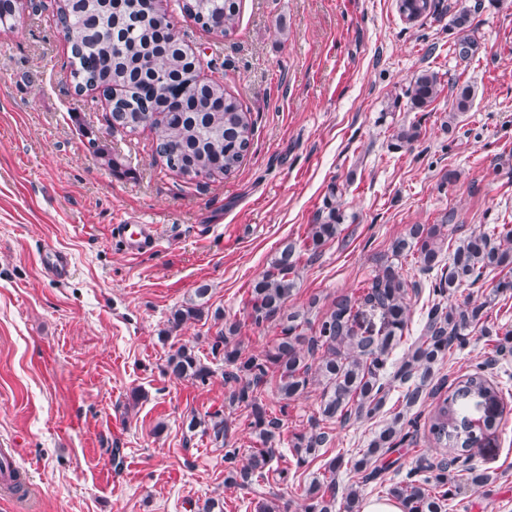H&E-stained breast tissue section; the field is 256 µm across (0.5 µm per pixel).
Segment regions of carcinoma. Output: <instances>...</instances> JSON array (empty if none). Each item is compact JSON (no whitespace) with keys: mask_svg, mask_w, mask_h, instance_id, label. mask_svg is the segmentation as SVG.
Masks as SVG:
<instances>
[{"mask_svg":"<svg viewBox=\"0 0 512 512\" xmlns=\"http://www.w3.org/2000/svg\"><path fill=\"white\" fill-rule=\"evenodd\" d=\"M400 17L425 19L435 14L437 0H397ZM56 10L67 18L64 29L76 36L71 45L74 91L105 88L112 97L109 129L134 134L150 127L160 132L155 152L166 167L193 180H214L235 172L253 140L254 126L241 101L219 80L200 79V62L189 53L173 15L163 5L147 14L134 0H56ZM180 11L205 29L219 28L224 36L235 32L239 0H183ZM20 16L15 0H0V26L13 28ZM441 78L435 71L414 74L406 89L413 107H429L440 95ZM475 92L467 83L455 86L452 110L467 112ZM182 110L167 111L171 99ZM101 165L114 173L123 164L108 143L89 140ZM340 197L325 200L313 218L306 238L284 241L269 268L251 288L249 318L256 325L273 323L279 334L259 354L245 352L238 339L240 323L224 320L220 310H206V285L194 298L175 309L168 319L173 330L191 320L211 315L218 325L209 338L212 359L201 358L195 346L180 345L167 358L166 372L177 380L206 383L214 364L226 367L224 378L236 383L229 403L247 410L248 427L258 447L249 450L245 464L237 463L238 448L228 447L229 426L216 411L205 420L191 416L187 428H202L210 444L224 451V485L250 489L272 472L288 481V468H275L276 448L283 437V419L262 400V390L276 378L280 399L300 398L313 385L321 387L318 418L307 432L291 440L293 458L300 467L333 439V425L370 419L383 407L393 387L401 389L402 410L380 428L361 453L335 456L304 488L303 512H360V486L379 479L390 468L400 469V452L415 426L407 418L429 398L435 400L428 430L441 458L435 464L417 461L387 492L400 500L405 512H445L449 506L448 470L466 463L499 425L502 389L489 382L483 366L465 375L446 396L433 384L435 371L453 349H462L468 336H496L488 325L487 306L476 302L469 287L498 268L512 266V225L487 224L459 239L448 252V225L411 224L391 246V258L382 262L360 295L338 294L328 308L310 318L317 305L312 298L302 308L288 307L295 278L305 255L313 257L334 239L344 221ZM411 255L422 272H441L432 286L433 301L420 336L404 359L390 367L389 357L404 336L409 321V282L396 263ZM357 481L338 496L341 468Z\"/></svg>","mask_w":512,"mask_h":512,"instance_id":"obj_1","label":"carcinoma"}]
</instances>
